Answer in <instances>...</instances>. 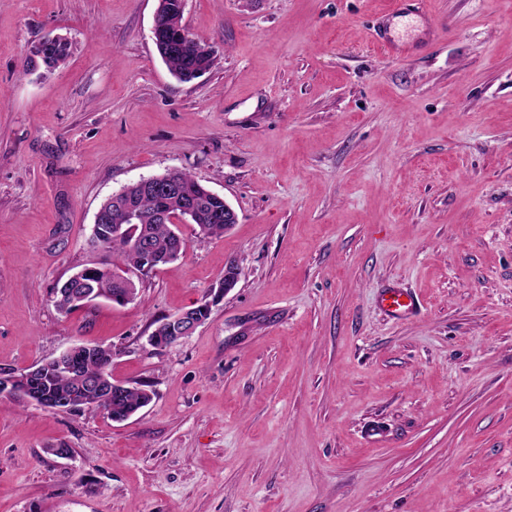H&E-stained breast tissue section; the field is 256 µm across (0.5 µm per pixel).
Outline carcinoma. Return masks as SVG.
I'll use <instances>...</instances> for the list:
<instances>
[{
    "mask_svg": "<svg viewBox=\"0 0 512 512\" xmlns=\"http://www.w3.org/2000/svg\"><path fill=\"white\" fill-rule=\"evenodd\" d=\"M182 19L183 15L179 12L168 16L163 32L155 37L153 43L171 74L180 81L188 82L195 70L212 68L215 56L207 54L188 58L162 51L161 44L176 39L184 40L189 36L188 31L182 26ZM69 52L70 43L68 42L48 49L44 57L46 69L57 68L65 61ZM176 177L197 199L201 210L211 215L224 212L223 196L209 193L208 188L186 171L176 172ZM133 201L140 213L141 223L146 225L145 232L155 252L158 254L167 252L173 244L174 234L179 232V229L174 224L155 222L153 215L159 210L174 212L177 207L167 197L153 192H136ZM139 238L140 228L130 223L124 205L108 203L106 221L100 224L97 230L101 259L91 264V274L85 278V283L81 284V287H92L98 290L99 294L107 297L116 294L118 289L115 288L114 280L119 277V274L131 270L140 271L147 265L146 256L138 244ZM72 360L76 366L75 371H50L31 384V388L57 399L65 396L80 398L82 397L81 381H113L111 348L97 345L88 353L74 355ZM147 400L148 396L141 387L129 385L120 399L113 402L114 413H136L145 407Z\"/></svg>",
    "mask_w": 512,
    "mask_h": 512,
    "instance_id": "carcinoma-1",
    "label": "carcinoma"
}]
</instances>
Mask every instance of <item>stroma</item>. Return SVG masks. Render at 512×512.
Instances as JSON below:
<instances>
[{
	"label": "stroma",
	"mask_w": 512,
	"mask_h": 512,
	"mask_svg": "<svg viewBox=\"0 0 512 512\" xmlns=\"http://www.w3.org/2000/svg\"><path fill=\"white\" fill-rule=\"evenodd\" d=\"M387 2L187 0L215 63L182 82L157 0H0V366L104 344L154 393L123 422L0 395V512H512V0H427L399 58ZM172 169L237 223L59 313L100 205ZM239 267L235 263L227 264L224 267V276L220 278L218 284L212 288H217L211 301L205 300L195 307L184 310L174 316H169L156 324L147 342L156 348L166 347L191 336L196 329L203 325L207 319L203 314H211L212 305L217 302L223 294L234 288L238 282ZM222 289L224 293L222 294ZM381 300L385 303L388 312L394 316L411 314L418 304L415 294L408 290L401 291L397 288L385 289Z\"/></svg>",
	"instance_id": "obj_1"
}]
</instances>
